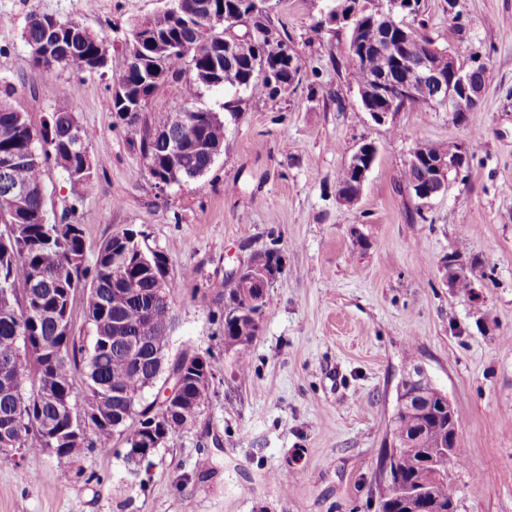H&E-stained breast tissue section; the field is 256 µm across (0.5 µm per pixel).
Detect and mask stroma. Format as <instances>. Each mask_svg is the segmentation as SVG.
<instances>
[{
    "mask_svg": "<svg viewBox=\"0 0 512 512\" xmlns=\"http://www.w3.org/2000/svg\"><path fill=\"white\" fill-rule=\"evenodd\" d=\"M422 3L428 35L449 41L459 61L488 60L479 111L415 106L375 123L349 81L346 34L328 23V0H271L300 86L244 97L211 169L161 190L138 136L111 109L128 51L117 48L92 76L46 74L29 65L22 38L28 16L41 13L112 40L158 0H0V88L15 87L13 107L37 129L67 90L103 162L79 200L48 167L49 211L81 224L87 251L133 229L164 252L170 351L208 355L216 372L194 423L138 473L115 450L0 461V512H375L396 387L414 365L460 416L457 512H512V0H457L454 20L448 0ZM421 141L471 154L426 204L403 178ZM365 142L376 161L360 200L342 204L339 174ZM270 249L283 270L244 376L224 347L226 273ZM452 255L473 289L448 286L442 266Z\"/></svg>",
    "mask_w": 512,
    "mask_h": 512,
    "instance_id": "obj_1",
    "label": "stroma"
}]
</instances>
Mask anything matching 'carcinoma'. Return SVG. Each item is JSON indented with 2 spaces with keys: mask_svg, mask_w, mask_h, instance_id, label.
Here are the masks:
<instances>
[{
  "mask_svg": "<svg viewBox=\"0 0 512 512\" xmlns=\"http://www.w3.org/2000/svg\"><path fill=\"white\" fill-rule=\"evenodd\" d=\"M194 0H184V13L162 9L146 18L150 36L134 37L138 24L123 34L129 61L117 78L125 94H112L116 118L140 136V147L150 175L166 178L171 184L203 176L213 165L217 147L224 145L225 124L214 112L196 107L185 125H169L170 114L157 112L146 127L138 126L140 112L160 84L177 83L185 104L195 107L200 90L229 89L252 97H276L297 87L300 69L290 71L285 51L292 50L288 33L272 31L267 13L256 9L253 0H212L215 12L224 13L225 27L205 19L193 8ZM43 14H31L23 32L29 59L50 56L51 71L67 70L78 76L89 74L88 57L95 44L85 27L64 20L59 28L44 27ZM425 21L412 28L403 24L383 33L372 16L364 18L361 43L349 35L343 46L347 56H358L352 66V83L370 88L385 77L393 85L404 82L407 62L438 47L436 67L448 71L449 42L438 43L423 32ZM389 38L407 45L403 61L384 55L375 45ZM183 46L193 64V74L182 79L184 55L169 52L166 45ZM224 64V84L211 79L215 64ZM0 98V162L14 153L28 154L32 160L9 170L0 168V224L14 225L18 234L8 246L0 245V375L15 389L0 390V421L13 413L25 415L34 425L26 430L17 447L26 453L42 448H61L53 431L65 432L71 425L69 408L100 406L106 392H137L145 378L153 374L149 344L139 350L137 362L127 356V336H156L171 332L174 313L171 304L153 299L156 281L166 276L167 257L151 251L136 232L126 229L103 241L92 259H87L83 229L52 218L46 205L45 168L54 163L65 173L74 198H82L94 185L100 161L89 147L93 133L82 126L65 90L54 100L49 120L36 131L24 113ZM183 144L184 154L174 159L169 141ZM443 148L422 141L416 145V162L407 164V186L427 181L428 162ZM25 184L29 192L17 203L9 189ZM134 284L138 291L118 297L116 289ZM83 295L84 313L93 328L86 346L72 323H60L63 309L76 294ZM224 300L242 312L241 321L224 320V347L238 357L242 375L250 370L249 350L257 326L248 314L257 310L252 289L237 284L224 291ZM52 390V401L35 395V386ZM210 393L189 383L187 406L201 410ZM149 424L132 417L125 421L127 442L147 437ZM112 416L91 421L88 450L105 451L112 438ZM388 435L398 443L386 448L381 459H392V475L380 479L378 498L383 512H448V471L434 461L436 449L448 442V411L438 402L428 403L413 395L395 406Z\"/></svg>",
  "mask_w": 512,
  "mask_h": 512,
  "instance_id": "carcinoma-1",
  "label": "carcinoma"
}]
</instances>
